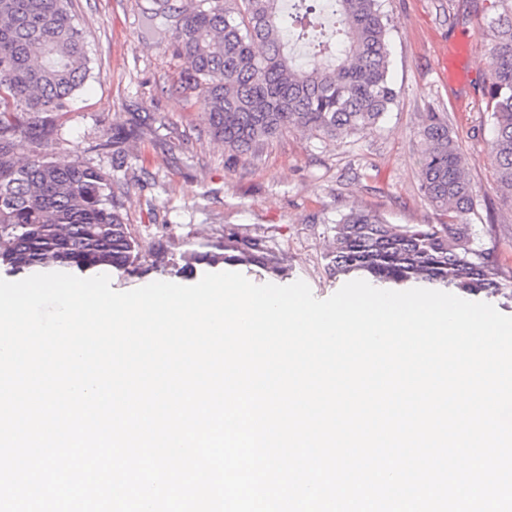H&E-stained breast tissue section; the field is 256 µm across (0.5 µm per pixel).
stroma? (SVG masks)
<instances>
[{
  "instance_id": "1",
  "label": "stroma",
  "mask_w": 512,
  "mask_h": 512,
  "mask_svg": "<svg viewBox=\"0 0 512 512\" xmlns=\"http://www.w3.org/2000/svg\"><path fill=\"white\" fill-rule=\"evenodd\" d=\"M153 0H72L82 28L91 75L62 119L51 153L112 169L97 143L113 127L139 118L142 136L126 147L113 171L124 183L129 230L146 261L165 264L134 273L110 271L111 287L129 291L154 281L182 283L171 263L190 251L222 243L224 230L262 237L283 259L276 278L247 271L256 284L305 281L325 299L347 281L327 270L332 229L359 206L394 225L444 224L447 215L423 197L418 177L419 115L444 112L458 139L471 181L470 222L482 242H493L498 265L512 271V205L493 186L486 159L493 120L482 99L481 47L490 35L491 0H382L390 20L389 78L398 98L376 126L343 140L286 130L258 156L227 165L223 142L208 132L200 90L179 86L181 62L167 40L145 34L141 20ZM471 34L478 51L451 55L448 67L469 75L466 85L441 82L435 46Z\"/></svg>"
}]
</instances>
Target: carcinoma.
I'll use <instances>...</instances> for the list:
<instances>
[{
    "label": "carcinoma",
    "mask_w": 512,
    "mask_h": 512,
    "mask_svg": "<svg viewBox=\"0 0 512 512\" xmlns=\"http://www.w3.org/2000/svg\"><path fill=\"white\" fill-rule=\"evenodd\" d=\"M490 42L483 50L484 99L494 136L488 148L496 191L512 204V0H492ZM321 0H190L167 31L160 7L143 29L170 42L182 59L181 85L199 89L210 134L227 158L254 157L285 129L332 139L371 128L396 102L389 73V21L380 0H335L330 38L304 64L284 33L315 26ZM84 36L68 0H0V266L10 273L140 269L141 250L123 212L113 171L141 128L116 127L99 149L112 170L18 150L59 139L61 118L90 77ZM420 188L446 224L393 225L351 208L336 221L328 269L384 286H441L472 296L512 297V277L495 268L466 215L473 191L458 140L441 112L418 127ZM256 266L283 272L280 257L257 236L225 229L224 244L185 257L196 264Z\"/></svg>",
    "instance_id": "obj_1"
}]
</instances>
